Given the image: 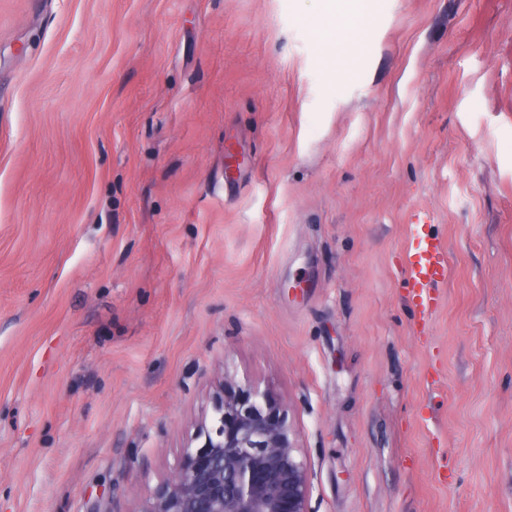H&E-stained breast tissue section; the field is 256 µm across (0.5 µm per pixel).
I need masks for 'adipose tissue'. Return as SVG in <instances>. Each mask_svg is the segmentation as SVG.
Wrapping results in <instances>:
<instances>
[{
	"instance_id": "obj_1",
	"label": "adipose tissue",
	"mask_w": 512,
	"mask_h": 512,
	"mask_svg": "<svg viewBox=\"0 0 512 512\" xmlns=\"http://www.w3.org/2000/svg\"><path fill=\"white\" fill-rule=\"evenodd\" d=\"M369 2L327 0L329 16L317 29L316 40L332 47L337 63H344L363 49L372 23Z\"/></svg>"
}]
</instances>
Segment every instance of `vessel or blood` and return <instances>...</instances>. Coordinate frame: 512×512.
<instances>
[{
  "label": "vessel or blood",
  "mask_w": 512,
  "mask_h": 512,
  "mask_svg": "<svg viewBox=\"0 0 512 512\" xmlns=\"http://www.w3.org/2000/svg\"><path fill=\"white\" fill-rule=\"evenodd\" d=\"M431 219L426 212H415L411 219L413 246L405 267L410 310L420 321L429 320L436 306V290L451 274L448 253L437 236L430 233Z\"/></svg>",
  "instance_id": "obj_1"
}]
</instances>
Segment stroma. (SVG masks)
Here are the masks:
<instances>
[{"label":"stroma","instance_id":"stroma-1","mask_svg":"<svg viewBox=\"0 0 512 512\" xmlns=\"http://www.w3.org/2000/svg\"><path fill=\"white\" fill-rule=\"evenodd\" d=\"M325 12L0 0V512H137L225 371L307 512H512V0H374L342 69ZM430 216L424 211L412 215L413 247L405 267L410 310L422 322L429 320L436 306V288L446 283L451 274L446 246L428 232Z\"/></svg>","mask_w":512,"mask_h":512}]
</instances>
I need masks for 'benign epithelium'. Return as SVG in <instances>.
<instances>
[{"label": "benign epithelium", "instance_id": "obj_1", "mask_svg": "<svg viewBox=\"0 0 512 512\" xmlns=\"http://www.w3.org/2000/svg\"><path fill=\"white\" fill-rule=\"evenodd\" d=\"M212 408L217 425L205 414L197 420L180 460L137 512H307L306 463L277 400L224 372Z\"/></svg>", "mask_w": 512, "mask_h": 512}]
</instances>
